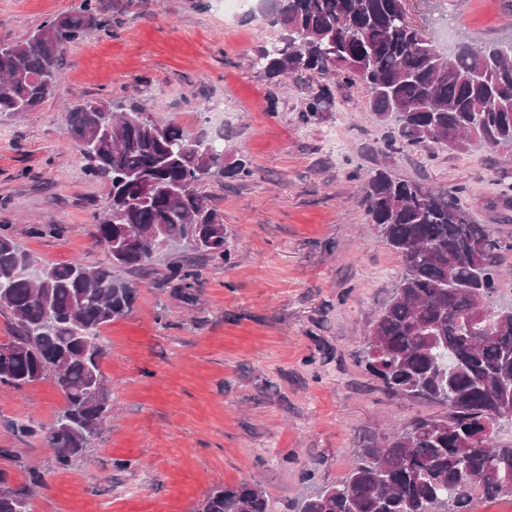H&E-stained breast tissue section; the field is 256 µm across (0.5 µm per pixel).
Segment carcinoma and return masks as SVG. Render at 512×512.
I'll use <instances>...</instances> for the list:
<instances>
[{"instance_id": "cac0c4a2", "label": "carcinoma", "mask_w": 512, "mask_h": 512, "mask_svg": "<svg viewBox=\"0 0 512 512\" xmlns=\"http://www.w3.org/2000/svg\"><path fill=\"white\" fill-rule=\"evenodd\" d=\"M261 13L282 34L256 64L271 78L310 71L324 79L303 121L330 109L335 90L360 84L370 112L390 127V151H512V52L504 45L459 40L446 53L408 23L405 0H262ZM98 26L97 0H81L27 39L0 42V118L38 111L54 93L67 46ZM65 123L83 173L109 185L95 224L107 264L47 265L34 282L18 266L23 257L40 263L0 225V310L16 328L0 343V388L54 379L64 402L55 422L29 418L11 429L40 440L60 468L91 447L112 412L100 334L134 312L138 296V282L116 271L150 270L164 239L180 251L164 278L191 303L198 263L232 259L224 223L201 188L217 175H252L241 164L224 171V139L159 124L143 109L119 112L79 98ZM361 189L369 223L384 225L380 240L401 266L370 322L365 370L387 393L446 411L395 424L354 455L341 480L306 496L300 512H474L478 501L512 497V443L472 440L512 392V315L503 321L493 307L503 285L499 257L512 244L473 219L457 186L426 187L378 168ZM444 347L460 362L447 377L435 365ZM0 512H30L29 491L12 487L1 470ZM203 512L270 505L260 485L242 483L211 489Z\"/></svg>"}]
</instances>
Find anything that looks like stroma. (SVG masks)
<instances>
[{"mask_svg": "<svg viewBox=\"0 0 512 512\" xmlns=\"http://www.w3.org/2000/svg\"><path fill=\"white\" fill-rule=\"evenodd\" d=\"M80 2L0 0V40H24ZM98 3L101 27L66 50L54 95L0 121V224L40 261L105 262L94 224L109 187L82 173L64 120L79 98L137 105L154 121L223 137L225 165L245 162L252 175L204 186L233 258L203 265L195 302L172 298L164 274L177 253H160L135 311L103 329L112 419L86 454L62 469L41 442L10 433L14 420L56 418L63 400L48 379L0 390V469L16 488L29 467L41 471L31 512H199L213 487L243 482L261 485L271 512H297L381 438L387 419L440 411L388 395L361 363L399 261L367 220L360 177L385 168L431 187L463 186L475 220L512 240V205L496 204L507 165L487 149L382 151L385 130L359 85L301 122L319 78H267L255 54L280 30L260 15L225 17L218 0ZM407 6L429 34L443 25L455 40L512 36L504 0ZM217 100L223 123L202 122Z\"/></svg>", "mask_w": 512, "mask_h": 512, "instance_id": "stroma-1", "label": "stroma"}]
</instances>
